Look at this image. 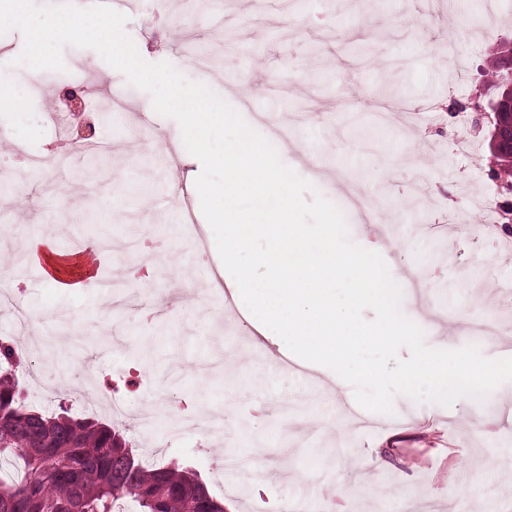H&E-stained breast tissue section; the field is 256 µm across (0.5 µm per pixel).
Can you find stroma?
I'll return each instance as SVG.
<instances>
[{
  "instance_id": "35a3bbf8",
  "label": "stroma",
  "mask_w": 512,
  "mask_h": 512,
  "mask_svg": "<svg viewBox=\"0 0 512 512\" xmlns=\"http://www.w3.org/2000/svg\"><path fill=\"white\" fill-rule=\"evenodd\" d=\"M283 0L258 9L215 0H143L128 12L126 33L147 62H168L208 85L274 142L280 160L342 211L351 240L375 237L352 206L357 188L392 224L398 239L381 256L393 279L415 277L400 310L427 346H476L484 357L508 354L512 336H473L471 317L512 322L501 290L512 281V254L486 232L476 205L497 159L483 136L458 154L453 104L486 101L498 46L512 39V0ZM193 34L211 55L207 69L185 60ZM369 46L367 57L356 45ZM24 40L0 35V86L26 102L0 107V340L21 346L19 386L29 405L66 406L82 416L88 389L110 384L128 407V436L139 455L157 454L200 475L232 512H512V381L494 396L445 407L399 394L394 412L358 409L350 384L335 386L313 369L296 377L279 360L277 335L255 338V319L227 302L216 246L196 260L188 240L159 233L184 202L186 170L200 171L176 132L178 123L142 112L149 93L131 85L96 51L65 47L64 70H43L31 90L29 67L15 65ZM84 86L104 116L108 169L80 177V118L61 131L52 116L64 85ZM122 95L121 120L106 118ZM176 151L169 173L154 158ZM459 224H450L451 215ZM58 253L88 250L92 270L110 269L118 288L100 291L50 281L39 261H13L34 243ZM221 410L220 440L183 431L164 436L181 404ZM251 456L244 473L222 475L228 456Z\"/></svg>"
}]
</instances>
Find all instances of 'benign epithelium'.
I'll list each match as a JSON object with an SVG mask.
<instances>
[{
  "label": "benign epithelium",
  "mask_w": 512,
  "mask_h": 512,
  "mask_svg": "<svg viewBox=\"0 0 512 512\" xmlns=\"http://www.w3.org/2000/svg\"><path fill=\"white\" fill-rule=\"evenodd\" d=\"M473 130L484 133L490 146L512 153V45L506 48L504 72L486 103L476 102Z\"/></svg>",
  "instance_id": "7a95c632"
}]
</instances>
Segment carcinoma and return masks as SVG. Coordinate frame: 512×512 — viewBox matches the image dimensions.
Here are the masks:
<instances>
[{
	"instance_id": "1",
	"label": "carcinoma",
	"mask_w": 512,
	"mask_h": 512,
	"mask_svg": "<svg viewBox=\"0 0 512 512\" xmlns=\"http://www.w3.org/2000/svg\"><path fill=\"white\" fill-rule=\"evenodd\" d=\"M15 350L0 341V464L18 459L24 474L0 479V512H224L199 475L177 464L149 468L125 426L37 410L20 395Z\"/></svg>"
}]
</instances>
